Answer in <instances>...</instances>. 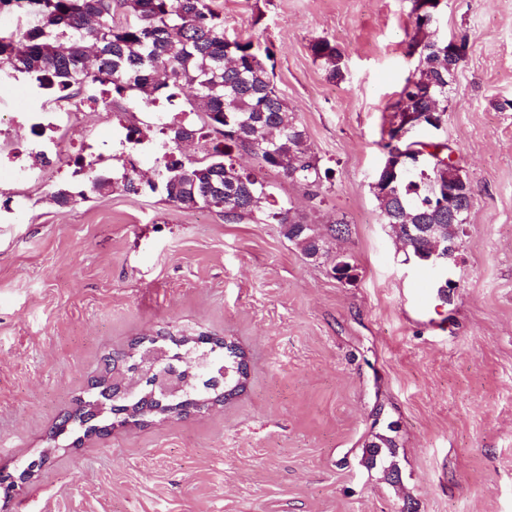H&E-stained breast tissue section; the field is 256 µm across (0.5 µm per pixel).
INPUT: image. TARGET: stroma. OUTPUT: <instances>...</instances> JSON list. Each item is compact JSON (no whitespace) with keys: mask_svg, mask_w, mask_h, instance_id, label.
Instances as JSON below:
<instances>
[{"mask_svg":"<svg viewBox=\"0 0 512 512\" xmlns=\"http://www.w3.org/2000/svg\"><path fill=\"white\" fill-rule=\"evenodd\" d=\"M229 36L269 47L274 83L322 167L315 205L282 174L270 192L309 224L345 219L329 257L307 259L277 224L229 223L159 192L78 198L65 157L58 205L0 184V471L33 476L11 512H512V0H443L435 35L468 51L440 128L474 206L448 275L389 233L371 189L379 144L418 60L411 0H211ZM343 52L329 81L310 45ZM355 266L337 281L333 254ZM229 337L248 378L223 405L84 437L57 432L92 400L103 357L143 336ZM395 424V456L367 445Z\"/></svg>","mask_w":512,"mask_h":512,"instance_id":"obj_1","label":"stroma"}]
</instances>
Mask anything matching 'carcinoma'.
<instances>
[{"instance_id":"cac0c4a2","label":"carcinoma","mask_w":512,"mask_h":512,"mask_svg":"<svg viewBox=\"0 0 512 512\" xmlns=\"http://www.w3.org/2000/svg\"><path fill=\"white\" fill-rule=\"evenodd\" d=\"M21 2L40 16L41 24L18 39L0 36V73L19 74L60 100L78 96L86 87L101 96L89 102L101 112L112 111L118 99L147 108L189 94L193 121L174 115L163 124L164 149L160 190L166 200L183 208H220L224 220L244 218L279 224L288 240L314 261L324 255L325 237L309 227L293 205L270 202L260 172L281 173L315 200L321 197L319 158L308 144L304 128L279 94L266 61L272 53L255 49L252 41L231 38L224 21L209 0H0V10ZM122 10L134 22L116 23ZM435 21H413L408 48L418 50L420 63L405 80L398 102L401 108L448 112L449 78L456 70L451 60H439ZM312 55L327 65L328 77L344 79L343 54L338 45L320 39ZM187 128L201 145L203 156H178L176 130ZM386 153L425 150L428 165L400 177L391 186L377 184L373 195L392 236L411 254L430 240H461L464 224L448 209L445 190L463 192L460 203L474 205L467 176L451 163L448 145L412 141L381 144ZM250 153L258 169L244 168L236 158ZM85 178L93 193L109 188L138 193L135 174L119 176L91 171ZM244 354L225 349L224 387L227 397L242 388Z\"/></svg>"}]
</instances>
